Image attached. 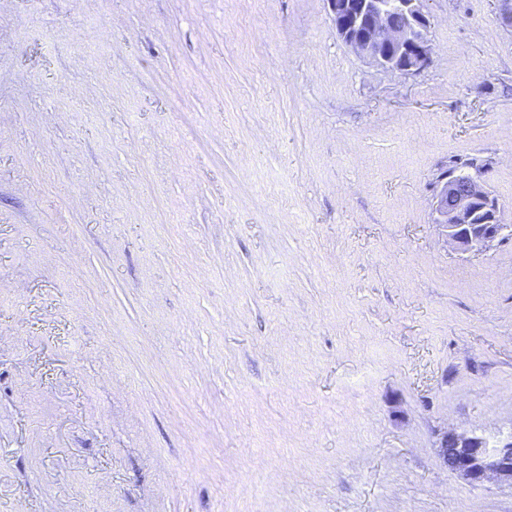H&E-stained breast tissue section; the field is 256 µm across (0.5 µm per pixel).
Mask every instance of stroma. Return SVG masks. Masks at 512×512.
I'll list each match as a JSON object with an SVG mask.
<instances>
[{"label": "stroma", "instance_id": "stroma-1", "mask_svg": "<svg viewBox=\"0 0 512 512\" xmlns=\"http://www.w3.org/2000/svg\"><path fill=\"white\" fill-rule=\"evenodd\" d=\"M391 72L326 0H0V512H512V28L427 0ZM432 214L448 244L462 253L482 254L500 244L511 229L503 224L497 199L484 184L456 169L440 171L433 186ZM437 448L446 467L470 485L494 481L512 489V430L490 446L481 436L447 429Z\"/></svg>", "mask_w": 512, "mask_h": 512}]
</instances>
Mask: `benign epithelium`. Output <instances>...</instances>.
Wrapping results in <instances>:
<instances>
[{
    "mask_svg": "<svg viewBox=\"0 0 512 512\" xmlns=\"http://www.w3.org/2000/svg\"><path fill=\"white\" fill-rule=\"evenodd\" d=\"M425 0H327L336 35L353 51L404 75L432 63L431 17ZM434 223L448 244L462 253L482 254L500 244L512 228L503 224L497 199L478 177L446 169L433 186ZM438 455L472 486L494 481L512 487V433L494 445L474 434L446 430Z\"/></svg>",
    "mask_w": 512,
    "mask_h": 512,
    "instance_id": "7a95c632",
    "label": "benign epithelium"
}]
</instances>
